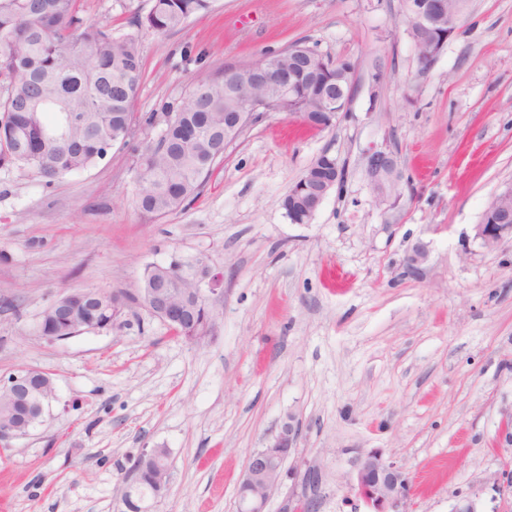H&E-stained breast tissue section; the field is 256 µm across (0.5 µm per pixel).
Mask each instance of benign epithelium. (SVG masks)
<instances>
[{
	"label": "benign epithelium",
	"instance_id": "obj_1",
	"mask_svg": "<svg viewBox=\"0 0 512 512\" xmlns=\"http://www.w3.org/2000/svg\"><path fill=\"white\" fill-rule=\"evenodd\" d=\"M406 14L410 17L413 32L411 40L428 38L431 50L418 55L424 71L430 70L448 42V35L455 29L457 18L447 14L446 0H408ZM336 76L331 78L336 99L323 100L320 110L307 112L300 120L317 130L333 128L340 118L346 116L347 106H335L341 100L350 102L355 84L357 65L336 62ZM224 86L232 90H243L257 79L283 91L291 77L288 72L270 61L261 69L256 63L229 66L224 69ZM260 106L253 104L247 96H241L240 119L224 127V147H229L254 121ZM366 169L374 197L389 208L397 206L402 197L403 173L397 152L388 146L370 151L366 156ZM344 181L341 175L328 174L316 181V188H299L302 206V223L308 224L316 211L333 192H341ZM475 238L482 246L493 249L506 238H512V212L502 209L494 213L492 223H480L474 227ZM198 268L207 275L198 283L197 295L207 301L212 295L224 294V276L214 271L210 258L205 254L196 256ZM181 267L178 260L158 266L159 278L144 285L138 295L139 305L151 315L169 326L180 325L187 319V308L172 288L173 273ZM71 296L54 299L48 308L52 316L60 321L69 319ZM41 372L24 370L0 383L3 394L26 408L24 417L16 423L0 427V445L13 442L30 433L42 421L46 411L56 399L55 387L44 391ZM298 429L293 417H288L273 440L264 448L252 452L247 461L244 478L239 487V512H265V505L272 489L282 475V462L294 452ZM351 488L370 509V512H408L411 494V478L408 471L393 461L384 458L378 449H361L352 459ZM500 494L504 495L505 507L500 512H512V471L507 469L502 478L496 479Z\"/></svg>",
	"mask_w": 512,
	"mask_h": 512
}]
</instances>
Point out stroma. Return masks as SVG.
<instances>
[{
	"label": "stroma",
	"mask_w": 512,
	"mask_h": 512,
	"mask_svg": "<svg viewBox=\"0 0 512 512\" xmlns=\"http://www.w3.org/2000/svg\"><path fill=\"white\" fill-rule=\"evenodd\" d=\"M150 7L81 0L85 19L141 45L131 146L50 183L0 165V377L38 369L57 396L42 425L0 451V512H127L131 467L152 448L173 467L153 512H237L250 452L289 417L297 449L266 512L304 497L317 512H365L349 487L358 448L411 474L409 512H449L460 496L501 512L512 240L489 250L473 228L512 182V0H467L426 73L401 0H214L180 30L133 29ZM295 43L356 61L348 116L327 131L282 112L259 118L193 201L140 212L133 145L198 76ZM382 144L407 180L393 209L366 174V152ZM324 152L344 164V189L311 223H291L281 201ZM419 243L428 258L413 271L405 258ZM201 253L224 293L193 344L133 298L147 265ZM88 288L129 297L112 328L38 337L53 299ZM308 460L322 466L314 490Z\"/></svg>",
	"instance_id": "1"
}]
</instances>
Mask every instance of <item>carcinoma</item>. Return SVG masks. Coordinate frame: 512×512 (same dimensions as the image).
Segmentation results:
<instances>
[{"label": "carcinoma", "instance_id": "1", "mask_svg": "<svg viewBox=\"0 0 512 512\" xmlns=\"http://www.w3.org/2000/svg\"><path fill=\"white\" fill-rule=\"evenodd\" d=\"M212 4L152 0L131 24L164 34ZM141 77L137 38L115 37L110 25L83 21L78 0H0V165L47 183L95 165L105 148L127 142ZM249 95L268 111L292 115L315 111L323 90L304 78L298 98L287 104L265 85ZM236 109L223 81L197 77L138 154L140 211L164 216L196 198L224 150V115ZM60 111L78 112L83 120L59 131ZM153 488L151 469L144 465L125 495L128 512H140Z\"/></svg>", "mask_w": 512, "mask_h": 512}]
</instances>
